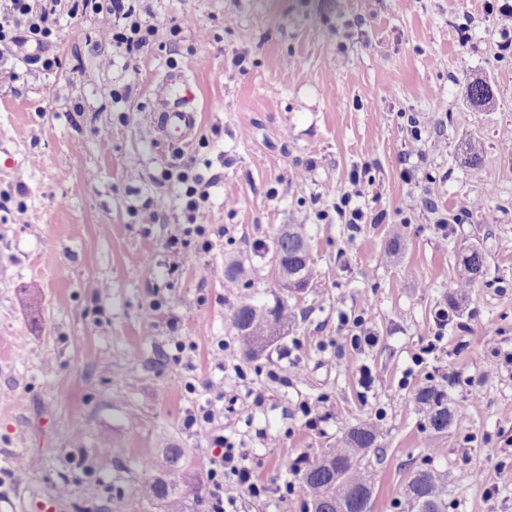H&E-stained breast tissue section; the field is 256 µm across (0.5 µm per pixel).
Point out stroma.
<instances>
[{
    "mask_svg": "<svg viewBox=\"0 0 512 512\" xmlns=\"http://www.w3.org/2000/svg\"><path fill=\"white\" fill-rule=\"evenodd\" d=\"M503 2L141 0L160 45L139 58L101 67L107 37L64 11L53 72L0 59V512L61 487V512H110L143 459L170 446L208 459L219 432L270 488L224 512H305L297 462L366 421L374 512H408L402 489L421 468L447 476L448 512H512V30L491 11ZM170 68L199 116L182 151L148 121ZM474 80L490 106L470 100ZM180 152L212 182L196 217L211 247L173 256L186 220L163 173ZM363 166L373 221L354 227L333 205ZM285 224L303 225L315 277L297 324L247 359L230 316L283 295L270 248ZM472 248L484 275L434 341ZM238 258L255 272L225 287ZM360 316L378 338L364 349L346 339ZM429 385L448 394V431L414 405Z\"/></svg>",
    "mask_w": 512,
    "mask_h": 512,
    "instance_id": "obj_1",
    "label": "stroma"
}]
</instances>
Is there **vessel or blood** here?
<instances>
[{"label": "vessel or blood", "instance_id": "1", "mask_svg": "<svg viewBox=\"0 0 512 512\" xmlns=\"http://www.w3.org/2000/svg\"><path fill=\"white\" fill-rule=\"evenodd\" d=\"M165 94L150 114L153 128L172 144H191L197 126L196 110L187 108L188 78L180 70L168 71L164 78Z\"/></svg>", "mask_w": 512, "mask_h": 512}]
</instances>
